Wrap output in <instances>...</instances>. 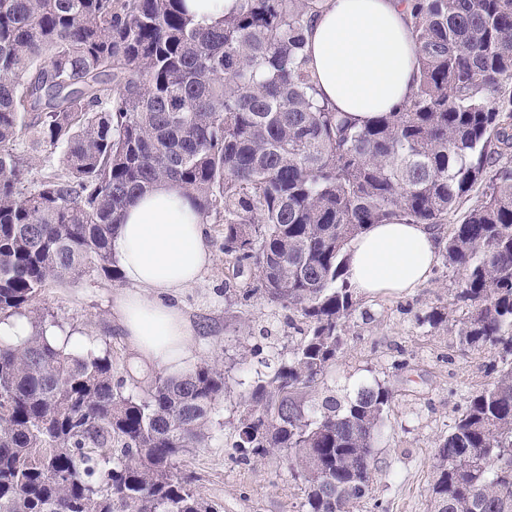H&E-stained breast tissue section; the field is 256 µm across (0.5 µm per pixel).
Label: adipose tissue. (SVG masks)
<instances>
[{
    "instance_id": "1",
    "label": "adipose tissue",
    "mask_w": 512,
    "mask_h": 512,
    "mask_svg": "<svg viewBox=\"0 0 512 512\" xmlns=\"http://www.w3.org/2000/svg\"><path fill=\"white\" fill-rule=\"evenodd\" d=\"M403 0H327L308 31L306 51L318 98L364 125L399 107L412 90L417 55ZM110 246L125 282L112 313L142 364L178 372L191 365L195 328L177 296L212 263L192 200L161 185L127 207ZM356 293H409L438 261L425 224H374L348 247Z\"/></svg>"
}]
</instances>
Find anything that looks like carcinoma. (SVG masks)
<instances>
[{"instance_id":"1","label":"carcinoma","mask_w":512,"mask_h":512,"mask_svg":"<svg viewBox=\"0 0 512 512\" xmlns=\"http://www.w3.org/2000/svg\"><path fill=\"white\" fill-rule=\"evenodd\" d=\"M326 0H240L206 23L184 0H0V318H41L68 276L122 279L110 239L127 206L179 187L224 225L232 306L288 311V355L256 372L231 447L277 449L304 512H349L370 494L391 390H328L357 309L349 242L370 224L443 230L465 316L421 317L501 370L439 439L433 512H512V0H407L418 57L411 95L357 125L317 99L305 52ZM61 151L31 176V154ZM110 352L42 331L0 336V512H213L181 468L207 447L224 369L204 360L136 392Z\"/></svg>"}]
</instances>
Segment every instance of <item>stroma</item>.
<instances>
[{"label":"stroma","instance_id":"1","mask_svg":"<svg viewBox=\"0 0 512 512\" xmlns=\"http://www.w3.org/2000/svg\"><path fill=\"white\" fill-rule=\"evenodd\" d=\"M223 241V225H207L212 264L179 297L196 327L194 361L215 360L226 370L224 400L209 445L193 449L182 464L193 475L197 492L217 512H302L304 489L282 453L243 464L227 446L258 367L257 361L246 360V353L258 344L273 354L286 353L292 331L285 311L262 296L225 308L224 282L233 268ZM454 278L452 269L437 264L430 280L411 293L360 298L346 324L326 387L342 396L379 380L392 391L375 448L379 470L369 497L353 504L351 512H432L436 445L462 413L466 396L491 383L501 367L493 351L462 348L453 333L422 323V316L435 307L447 308L450 318H462L453 304ZM120 288V283L86 275L51 284L38 299L43 329L109 350L118 376L139 365L112 317V297ZM240 316L248 318V329L239 328Z\"/></svg>","mask_w":512,"mask_h":512}]
</instances>
